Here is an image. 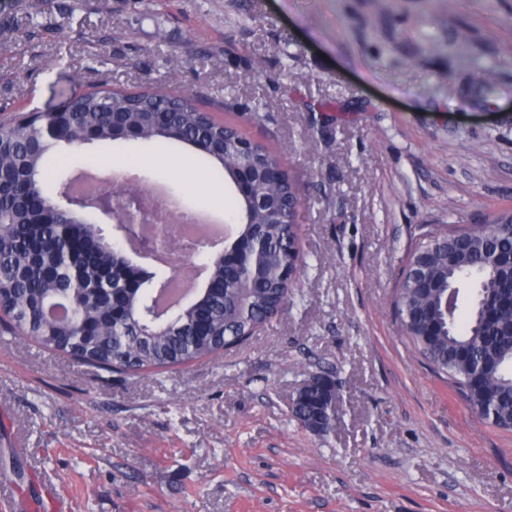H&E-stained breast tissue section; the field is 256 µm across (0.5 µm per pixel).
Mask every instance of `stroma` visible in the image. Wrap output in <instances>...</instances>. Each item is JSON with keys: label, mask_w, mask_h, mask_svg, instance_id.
<instances>
[{"label": "stroma", "mask_w": 512, "mask_h": 512, "mask_svg": "<svg viewBox=\"0 0 512 512\" xmlns=\"http://www.w3.org/2000/svg\"><path fill=\"white\" fill-rule=\"evenodd\" d=\"M147 82L283 149L310 265L257 334L181 368L106 374L0 326L16 491L34 512L48 486L68 512H512V431L471 412L394 308L423 235L512 211V0H0L7 117ZM178 153L150 156L149 179L224 218L223 187L172 176ZM317 374L339 398L325 434L291 412Z\"/></svg>", "instance_id": "1"}]
</instances>
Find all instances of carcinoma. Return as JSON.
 <instances>
[{
	"instance_id": "1",
	"label": "carcinoma",
	"mask_w": 512,
	"mask_h": 512,
	"mask_svg": "<svg viewBox=\"0 0 512 512\" xmlns=\"http://www.w3.org/2000/svg\"><path fill=\"white\" fill-rule=\"evenodd\" d=\"M470 87L489 100L497 89L483 70L470 73ZM67 120L75 138L106 150L129 143L146 151L182 144L194 150L210 183L236 184L247 167V196L268 202L252 206L239 195L230 208L245 253L241 266L208 263V273L224 280V291L200 292L197 305L186 306L168 327L147 330L132 314L112 317L105 281L121 288L134 278L148 281L164 274L126 260L99 233L86 213L35 208L32 198H57L69 172L52 168L50 148L42 142L41 119L0 122V300L19 335L43 347L107 373H135L185 364L240 345L284 310L294 279L307 261L299 247L300 185L288 168L279 179L268 177L275 156L263 145L243 155L238 131L199 109L177 86H146L138 91L100 89L77 93L67 101ZM75 222L82 243L76 248L61 237L59 225ZM74 252L82 284L73 281L62 260ZM476 284L468 311L448 323L444 311L448 286L461 280ZM512 298V213L488 224L455 228L442 236L426 235L405 266L396 292L400 327L433 370L446 378L476 416L502 430H512V316L501 304ZM209 321L205 336L196 333L200 317ZM92 327L83 338L74 335ZM336 394L332 380L311 377L298 392L294 415L314 430L323 408Z\"/></svg>"
}]
</instances>
